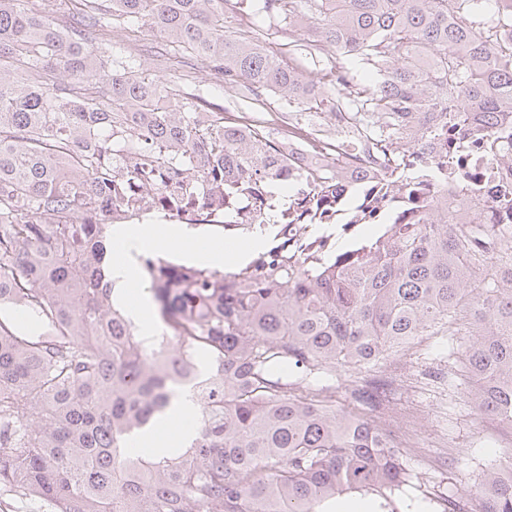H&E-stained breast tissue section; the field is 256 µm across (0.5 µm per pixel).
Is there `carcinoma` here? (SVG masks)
I'll use <instances>...</instances> for the list:
<instances>
[{
    "mask_svg": "<svg viewBox=\"0 0 512 512\" xmlns=\"http://www.w3.org/2000/svg\"><path fill=\"white\" fill-rule=\"evenodd\" d=\"M253 0H0V487L54 512H328L371 495L380 512H428L407 494L419 473L374 425V378L336 409V368L371 369L417 336L462 349L478 416L512 419V223L429 205L336 253L324 238L283 241L236 272L138 257L162 335L146 345L117 302L110 228L161 213L191 226L325 224L347 166L288 174L284 143L261 126L187 97L112 54V25L141 23L206 62L230 88L320 109L296 59L234 34ZM268 17L310 32L368 71L326 61L354 115L353 136L393 162L398 209L446 179L413 152L445 135L448 113L477 134L512 131V0H263ZM106 92L92 91L102 77ZM304 186L276 209L272 187ZM497 207L512 213V186ZM467 337L464 346L457 337ZM190 387L192 431L143 455ZM499 463L444 512H512Z\"/></svg>",
    "mask_w": 512,
    "mask_h": 512,
    "instance_id": "cac0c4a2",
    "label": "carcinoma"
}]
</instances>
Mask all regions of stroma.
Wrapping results in <instances>:
<instances>
[{
    "label": "stroma",
    "instance_id": "1",
    "mask_svg": "<svg viewBox=\"0 0 512 512\" xmlns=\"http://www.w3.org/2000/svg\"><path fill=\"white\" fill-rule=\"evenodd\" d=\"M160 46V39L145 27L117 28L112 32L113 51L135 58L163 79H179L185 91L224 107L225 111L262 122L271 138H281L289 122L295 120L335 138L327 112L301 109L270 92L258 97L236 92L216 80L205 64L195 58L181 66L179 72L169 71L156 58ZM383 229L380 223L360 224L348 230L340 224L311 227L312 233L329 236L333 249L339 253L366 243ZM279 230V225L272 223L261 228L224 229L189 225L181 246L162 247L157 254L182 263L186 251L193 247L237 244L248 246L246 259L251 262L258 256L249 247L252 239L262 236L263 248L270 250L280 241ZM390 361L398 367L401 381L397 390L388 393L385 405L415 420L422 435L421 446L401 456L405 466L421 475L420 483L411 490L412 496L440 500L449 490H463L480 482L489 460H504L512 454V445L501 436L487 435L484 420L477 418L466 397L460 394L458 387L465 381V365L462 358H449L446 337L422 340L410 353L393 355ZM440 437L447 439V447H434V440Z\"/></svg>",
    "mask_w": 512,
    "mask_h": 512
}]
</instances>
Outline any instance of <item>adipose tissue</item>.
<instances>
[{
	"instance_id": "1",
	"label": "adipose tissue",
	"mask_w": 512,
	"mask_h": 512,
	"mask_svg": "<svg viewBox=\"0 0 512 512\" xmlns=\"http://www.w3.org/2000/svg\"><path fill=\"white\" fill-rule=\"evenodd\" d=\"M112 237L120 248L112 256L110 277L118 292L125 294L135 271V257L143 251L164 245H173L181 240L177 228H161L152 224L121 227L113 231Z\"/></svg>"
}]
</instances>
